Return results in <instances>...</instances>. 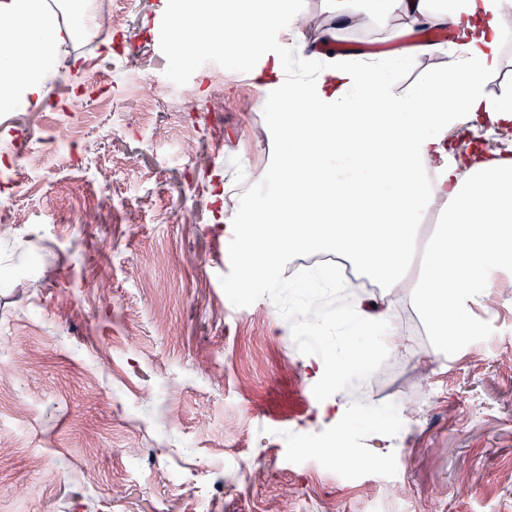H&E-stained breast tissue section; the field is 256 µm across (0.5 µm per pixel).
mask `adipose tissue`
I'll list each match as a JSON object with an SVG mask.
<instances>
[{
  "label": "adipose tissue",
  "mask_w": 512,
  "mask_h": 512,
  "mask_svg": "<svg viewBox=\"0 0 512 512\" xmlns=\"http://www.w3.org/2000/svg\"><path fill=\"white\" fill-rule=\"evenodd\" d=\"M512 0H369L336 13L319 35L342 28L435 25L462 41L461 52L424 43L357 67L328 65L312 79L286 75L288 54L303 48L294 33L307 18L300 0H181L170 36L203 27L220 33L216 49L252 71L268 93L263 107L278 144L272 164L238 182L247 192L270 185L235 226L239 279L245 291H286L294 253L343 254L383 286L384 300L346 296L325 302L336 285L322 268L300 284L322 301L320 318L341 337L339 350L312 348L304 363L309 387L325 391L316 424L332 427L353 410L337 400L342 381L369 374L377 350L402 348L387 298L408 290L426 329L449 351L473 336V310L483 307L499 272L512 269V161L490 157L470 130L512 123V91L490 95L500 63V17ZM0 15L16 18L0 30L12 53L0 58V112L47 107L55 63L75 32L61 26L46 0H0ZM277 35L278 50L267 41ZM416 55L447 56V68L411 94L388 88L386 73ZM458 125L448 139L446 129ZM433 200L445 221L421 239L419 215Z\"/></svg>",
  "instance_id": "obj_1"
}]
</instances>
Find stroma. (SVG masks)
I'll use <instances>...</instances> for the list:
<instances>
[{"instance_id":"obj_1","label":"stroma","mask_w":512,"mask_h":512,"mask_svg":"<svg viewBox=\"0 0 512 512\" xmlns=\"http://www.w3.org/2000/svg\"><path fill=\"white\" fill-rule=\"evenodd\" d=\"M113 2L124 26L68 43L52 107L0 112V512H197L188 463L218 479L210 512H512V271L453 356L400 303L407 351L346 379L358 419L315 425L303 364L335 332L294 296L235 288L251 199L224 186L277 150L257 84L210 52L173 69L178 0ZM336 38L351 50L290 75L406 43ZM443 66L413 57L388 87L408 94ZM58 118L78 129L65 145ZM338 431L368 466L325 455Z\"/></svg>"}]
</instances>
